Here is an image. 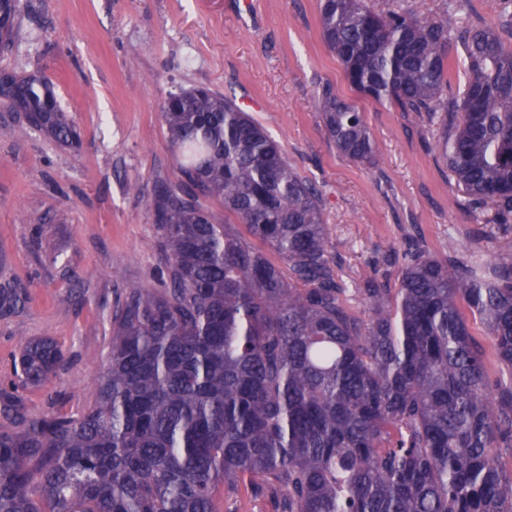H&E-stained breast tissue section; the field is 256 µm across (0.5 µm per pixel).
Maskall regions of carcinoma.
Instances as JSON below:
<instances>
[{"label": "carcinoma", "mask_w": 512, "mask_h": 512, "mask_svg": "<svg viewBox=\"0 0 512 512\" xmlns=\"http://www.w3.org/2000/svg\"><path fill=\"white\" fill-rule=\"evenodd\" d=\"M440 15L320 0L328 49L359 94L442 120V156L474 206L512 224V15L503 28L448 27ZM18 0H0V52ZM469 78L448 97V46ZM0 100L62 144L76 138L49 82L0 78ZM345 157L375 164L361 113L325 88L315 99ZM162 117L176 180L146 200L162 237L164 287L124 289L108 366L80 413L31 415L0 389V512H220L246 478L271 512H512V256L478 266L421 248L396 296L372 276L349 305L329 256L321 195L232 100L172 93ZM246 227L254 248L204 201ZM487 325L507 378L489 390L460 302ZM63 351L26 342L22 385L47 382Z\"/></svg>", "instance_id": "1"}]
</instances>
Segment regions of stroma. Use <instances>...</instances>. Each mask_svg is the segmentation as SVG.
Returning a JSON list of instances; mask_svg holds the SVG:
<instances>
[{"label":"stroma","mask_w":512,"mask_h":512,"mask_svg":"<svg viewBox=\"0 0 512 512\" xmlns=\"http://www.w3.org/2000/svg\"><path fill=\"white\" fill-rule=\"evenodd\" d=\"M0 70L41 73L75 126L61 145L0 106V287L21 301L0 313V385L27 341L51 337L66 361L21 389L29 413H75L103 370L123 288H155L165 256L146 209L174 178L162 106L206 88L233 100L322 194L329 255L345 282L375 270L399 286L412 245L490 264L512 255V225L473 208L438 147L440 125L352 89L323 41L319 0H19ZM505 0H463L452 28L498 25ZM331 86L371 131L377 165L343 156L314 99ZM137 183L140 194L128 192Z\"/></svg>","instance_id":"1"}]
</instances>
